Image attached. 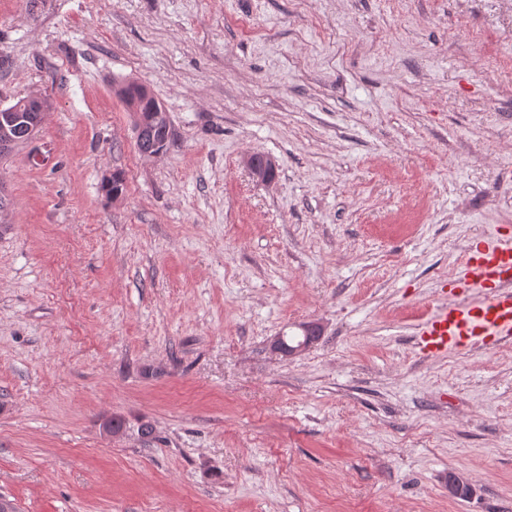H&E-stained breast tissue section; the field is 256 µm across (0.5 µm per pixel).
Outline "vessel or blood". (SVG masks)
Returning <instances> with one entry per match:
<instances>
[{
  "label": "vessel or blood",
  "instance_id": "b4317fda",
  "mask_svg": "<svg viewBox=\"0 0 512 512\" xmlns=\"http://www.w3.org/2000/svg\"><path fill=\"white\" fill-rule=\"evenodd\" d=\"M462 297L437 305L417 345L435 357L512 336V239L477 247L465 256Z\"/></svg>",
  "mask_w": 512,
  "mask_h": 512
}]
</instances>
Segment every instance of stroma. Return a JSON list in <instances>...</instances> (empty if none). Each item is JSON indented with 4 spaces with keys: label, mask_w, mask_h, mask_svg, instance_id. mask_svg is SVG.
Segmentation results:
<instances>
[{
    "label": "stroma",
    "mask_w": 512,
    "mask_h": 512,
    "mask_svg": "<svg viewBox=\"0 0 512 512\" xmlns=\"http://www.w3.org/2000/svg\"><path fill=\"white\" fill-rule=\"evenodd\" d=\"M31 94L0 156L18 512H512V341L416 348L512 237V0H0V106ZM119 95L126 104L129 112H134L135 129L137 121L141 114H149L143 112H163L165 111L159 103L151 95L148 88L136 82H129L119 88ZM166 119L168 120V124L164 127L158 126L155 128L150 126L151 118L141 117L139 120V128L136 130L137 133V141L140 145H142L144 154L147 156H156L163 152L162 148H159L157 144V140L163 141L164 148L168 149L174 143L173 133L171 130L169 119L166 115ZM168 126L169 131H166V127ZM153 130L154 136L156 140L153 138ZM137 143L138 149L140 151L139 144ZM302 328L304 329L305 339L298 346H288L293 345L292 342L288 341V336H284L288 345L284 342L282 336H278L271 343L272 351L283 358H290L310 347V345L313 344L320 336L321 328L319 325L314 323L304 324L302 325Z\"/></svg>",
    "instance_id": "35a3bbf8"
}]
</instances>
